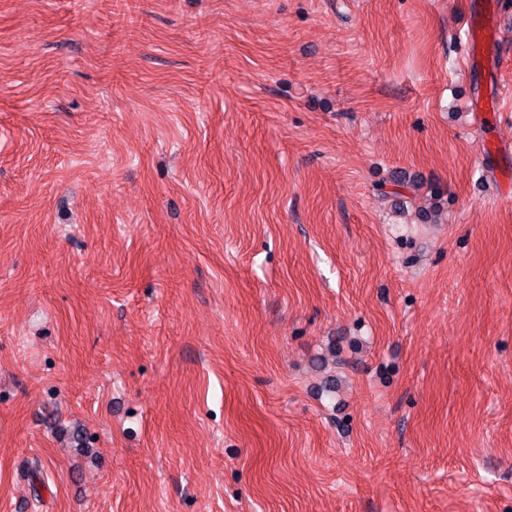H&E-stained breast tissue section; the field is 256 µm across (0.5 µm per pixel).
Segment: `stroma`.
Returning <instances> with one entry per match:
<instances>
[{
    "label": "stroma",
    "mask_w": 512,
    "mask_h": 512,
    "mask_svg": "<svg viewBox=\"0 0 512 512\" xmlns=\"http://www.w3.org/2000/svg\"><path fill=\"white\" fill-rule=\"evenodd\" d=\"M0 0V512H512V0ZM493 18V14L486 16V12L470 15L468 31L472 41V52L468 51L467 53L468 63H476V56L481 53L484 58H494L497 44L490 37Z\"/></svg>",
    "instance_id": "stroma-1"
}]
</instances>
